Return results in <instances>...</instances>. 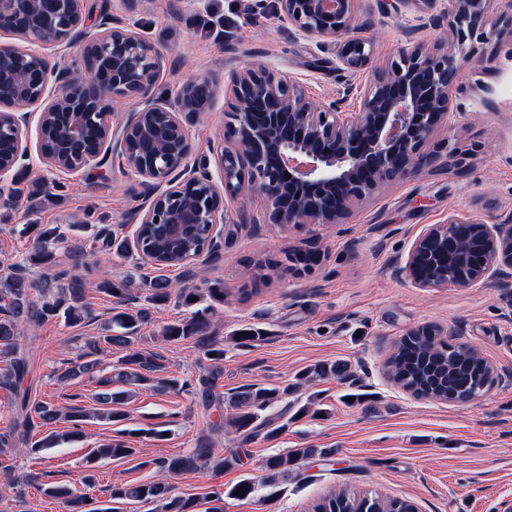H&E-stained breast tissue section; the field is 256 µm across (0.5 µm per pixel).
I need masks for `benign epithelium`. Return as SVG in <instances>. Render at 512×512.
<instances>
[{"label":"benign epithelium","mask_w":512,"mask_h":512,"mask_svg":"<svg viewBox=\"0 0 512 512\" xmlns=\"http://www.w3.org/2000/svg\"><path fill=\"white\" fill-rule=\"evenodd\" d=\"M356 0H276L277 18L294 33L332 48L348 70L371 69L360 92L359 110L342 96L317 101L297 84L259 66L235 72L225 90L230 121L216 148L222 185L191 168L187 125L209 111L216 79L179 84L165 98L154 95L166 57L117 13L103 12L98 33L88 35L85 0H0V36L43 46L80 49V67L55 56L0 42V208L17 206L14 187L3 176L29 167L32 108L39 157L51 170L79 172L112 161L139 177L136 224H171L179 238L193 224L224 223L225 200L258 190L266 201L259 220L240 212L242 224H347L355 206L382 186L418 176L446 157L461 167L466 152L452 131L461 113L453 91L473 57L474 41L512 42V0H448L428 24H448L446 46L403 47L384 66L373 64L366 25L356 22ZM134 102L114 130L112 103ZM445 128L450 135L434 141ZM324 257L313 241L288 252V269L310 270ZM418 288L450 284L470 288L488 279L512 283V217L490 224L451 215L413 242L395 269ZM464 376L437 379V388L416 399L468 403Z\"/></svg>","instance_id":"benign-epithelium-1"}]
</instances>
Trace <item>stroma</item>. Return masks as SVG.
Instances as JSON below:
<instances>
[{"label":"stroma","mask_w":512,"mask_h":512,"mask_svg":"<svg viewBox=\"0 0 512 512\" xmlns=\"http://www.w3.org/2000/svg\"><path fill=\"white\" fill-rule=\"evenodd\" d=\"M249 0H147L128 14L170 62L155 85L156 96L173 93L181 82L218 77L211 112L190 125L191 166L219 176L213 145L224 135L227 111L222 79L246 66H260L303 86L314 99L336 96L345 84L366 88L370 71H343L334 54L316 41L290 35L274 11L250 20ZM425 12L414 0H357L356 19L367 24L375 63L382 64L406 44L405 32L416 28V42L431 49L445 44L447 28H424ZM232 31L237 51H225L214 37L217 25ZM479 61L465 68L455 103L463 116L451 135L468 149L465 167L439 164L420 175L388 184L358 205L347 224H243L240 207L262 213L264 201H228L223 243L193 272L173 267L172 282L191 288L220 282L224 301L216 305L211 329L225 337L223 373L213 387L227 398L240 387L262 383L287 388L268 409V424L245 437L227 428L215 437L218 453H238L239 466L216 472L204 468L174 476V492L195 499L197 512H207L213 486L232 487L245 477L263 473L264 461L296 448H330L331 460L300 462L295 471L265 487L262 500L228 498L224 512H308L330 491L345 487L361 493L413 502L418 512H494L512 499V385L501 384L466 404L418 401L390 383L384 365L408 329L438 325L448 342L463 340L498 369H512V285L494 280L470 288L415 287L396 275L418 235L449 215L496 222L512 215V43L479 46ZM446 131H438L444 139ZM36 183L41 193L21 200L12 210L0 209V259L33 251L34 234L26 224L59 226L64 235L52 246V272L77 274L98 282L103 272L128 279L132 295L148 294L145 277L154 266L132 253L109 257L101 248L107 230L133 238L129 220L137 177L117 166L86 172H48L40 163L16 175ZM82 222L80 232L68 226ZM317 241L325 253L322 265L298 276L284 266L289 249ZM278 261L269 277L256 279L257 260ZM90 322L66 325L55 318L20 338L28 351L30 371L24 385L33 400L56 406L76 396L93 407L95 383L61 384L60 374L75 359L84 341L102 333L113 311L111 297L88 290ZM191 309L173 301L152 310L135 338L138 349L162 356L168 375L191 381L209 370L191 341L162 340L163 325L189 316ZM256 329L257 343H230L232 333ZM348 362V379L332 377L294 388L298 374L316 363ZM125 420L112 424L96 419L83 425L77 441L28 455L0 458V512H65L60 500L46 495L47 484L83 493L90 508L113 506L114 512H158L155 504L111 502V486L155 480L156 461L190 452L196 439L217 420L216 406H205L197 392L140 390L125 404ZM164 431V439L148 429ZM113 439L127 440L134 456L99 461L96 483L86 486L85 457L91 448Z\"/></svg>","instance_id":"1"}]
</instances>
